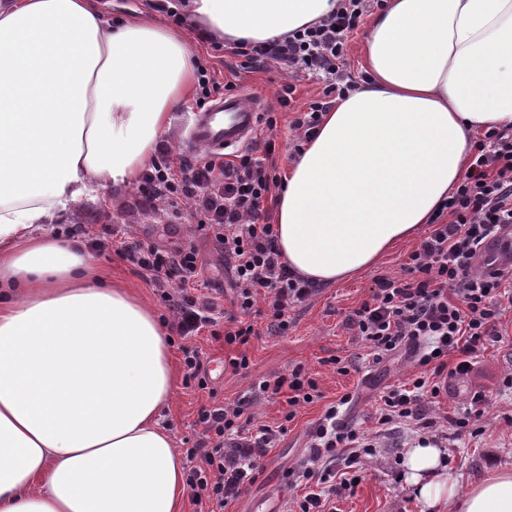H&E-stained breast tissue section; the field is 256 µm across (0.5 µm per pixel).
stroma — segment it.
I'll return each instance as SVG.
<instances>
[{
	"mask_svg": "<svg viewBox=\"0 0 512 512\" xmlns=\"http://www.w3.org/2000/svg\"><path fill=\"white\" fill-rule=\"evenodd\" d=\"M182 29L194 49L196 63L205 66L219 83L233 84L235 93L245 100L266 108L275 105L281 84H296L292 106L280 110L276 128L271 131L260 128L251 142L252 148L260 151L267 138H274L276 169L285 172L293 158L289 122L295 113L306 111L311 101L322 98L324 80L303 73L292 75L273 65L259 71L242 68L241 57L235 56L229 47L217 49L199 41L190 22H183ZM75 224H114L128 237L165 249L194 247L213 287L227 290L232 285V269L214 240L201 234L190 217H183L177 224L160 221L143 205L138 185L114 187L98 199L72 203L47 230L53 234ZM415 247L412 240L398 244L358 276L321 286L310 301L289 310L288 327L280 334H268L265 321L260 319L256 322L258 335L244 345L228 346L223 338L207 334L189 339L173 337L171 357L175 382L161 418L179 450L195 445L199 438L194 424L197 410L214 400L227 404L248 402L256 424L274 427L283 423L288 427L286 436L262 459L253 486L224 512H282L286 499L299 495L295 469L307 452L311 428L328 403L351 395V402L340 411L342 421L366 435L375 434L374 413L381 395L394 385L409 382L418 371L417 361L405 351L375 361L344 322L348 314L369 300L378 279L402 275L408 255ZM96 260L113 279L145 299L159 317L168 316L169 310L159 292L115 251L97 254ZM499 329V342L473 357L477 387L465 382L457 393L425 401L430 417L443 420L442 446L448 473L464 485L480 480L492 469H512V309L503 311ZM187 349L197 351L207 362L243 354L249 366L236 373L225 370L220 377L207 373L206 389L188 387L183 382V352ZM295 370L314 383L319 398L297 407L295 418L290 420L286 417L285 395L256 397L252 391L261 381ZM476 390L484 396L482 416L471 421L470 431L459 432L453 419ZM417 440V433L409 426H389L383 435L386 452L381 461L365 460L358 485L333 494L336 512H423L422 504L413 499L405 483L401 463L402 456Z\"/></svg>",
	"mask_w": 512,
	"mask_h": 512,
	"instance_id": "35a3bbf8",
	"label": "stroma"
}]
</instances>
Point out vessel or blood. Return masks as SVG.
I'll use <instances>...</instances> for the list:
<instances>
[{
  "label": "vessel or blood",
  "mask_w": 512,
  "mask_h": 512,
  "mask_svg": "<svg viewBox=\"0 0 512 512\" xmlns=\"http://www.w3.org/2000/svg\"><path fill=\"white\" fill-rule=\"evenodd\" d=\"M261 121L259 107L250 105L237 94L228 93L196 112L181 140L186 153L206 150L221 156L226 150L249 142Z\"/></svg>",
  "instance_id": "b4317fda"
}]
</instances>
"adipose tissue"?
<instances>
[{
  "instance_id": "adipose-tissue-1",
  "label": "adipose tissue",
  "mask_w": 512,
  "mask_h": 512,
  "mask_svg": "<svg viewBox=\"0 0 512 512\" xmlns=\"http://www.w3.org/2000/svg\"><path fill=\"white\" fill-rule=\"evenodd\" d=\"M199 33L258 43L336 0H187ZM368 78L286 171L278 246L319 284L413 238L461 180L472 137L512 125V0H386ZM192 48L97 0H0V512H179L184 474L159 412L165 328L79 242L42 234L69 203L133 182L190 95ZM406 482L430 512H512V469L467 487L418 445Z\"/></svg>"
}]
</instances>
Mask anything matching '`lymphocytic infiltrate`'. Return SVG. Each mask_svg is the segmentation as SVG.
<instances>
[{
  "instance_id": "1",
  "label": "lymphocytic infiltrate",
  "mask_w": 512,
  "mask_h": 512,
  "mask_svg": "<svg viewBox=\"0 0 512 512\" xmlns=\"http://www.w3.org/2000/svg\"><path fill=\"white\" fill-rule=\"evenodd\" d=\"M369 0H336L326 19L283 38L250 47H237L254 68L274 61L312 75H324L327 93L344 97L356 87L347 72V42L362 26ZM275 143L266 140L264 157L245 149L230 159L195 162L173 159L168 148L158 150L152 171L142 176L140 192L150 209H163L167 218L181 215L189 205L198 230L214 237L234 270L230 299L211 288L193 248L162 250L139 240L117 239L110 225L85 234V247L115 249L161 296L172 314L170 329L180 338L223 327L228 345L248 343L253 320L269 316L270 331L285 328L290 308L317 293L313 282L291 271L277 244L276 226L266 202L282 184L274 164ZM427 237L411 251L404 277L381 279L369 301L349 314L352 335L377 355H392L412 343H425L420 366L434 374L450 371L462 377L472 370L470 356L499 336L504 304L512 305L508 280L512 271L500 266L489 251L504 242L512 229V126H491L475 138L463 177L431 219ZM460 361L447 366L450 353ZM439 386L424 376L410 386L391 389L383 397L378 419L386 425L411 422L438 444L439 425L430 420L424 394L438 395ZM200 438L187 457L186 481L200 512H224L254 484L260 461L285 427H253L239 405L200 407ZM373 439L341 422L329 406L311 432V442L299 477L302 492L298 512H335L323 487L333 477L336 460L356 468L375 455Z\"/></svg>"
}]
</instances>
